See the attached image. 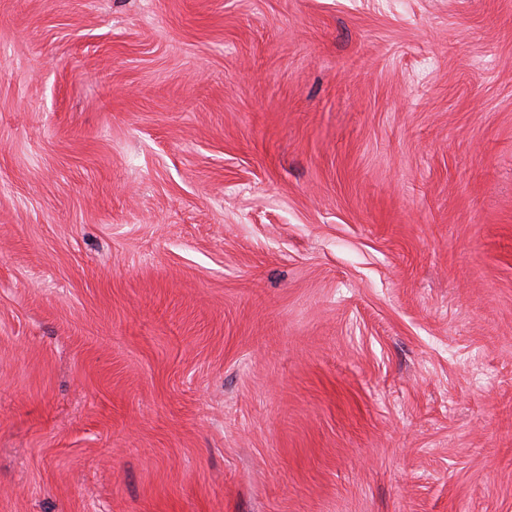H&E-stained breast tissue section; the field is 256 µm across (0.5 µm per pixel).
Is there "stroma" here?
<instances>
[{
    "label": "stroma",
    "instance_id": "obj_1",
    "mask_svg": "<svg viewBox=\"0 0 512 512\" xmlns=\"http://www.w3.org/2000/svg\"><path fill=\"white\" fill-rule=\"evenodd\" d=\"M0 512H512V0H0Z\"/></svg>",
    "mask_w": 512,
    "mask_h": 512
}]
</instances>
